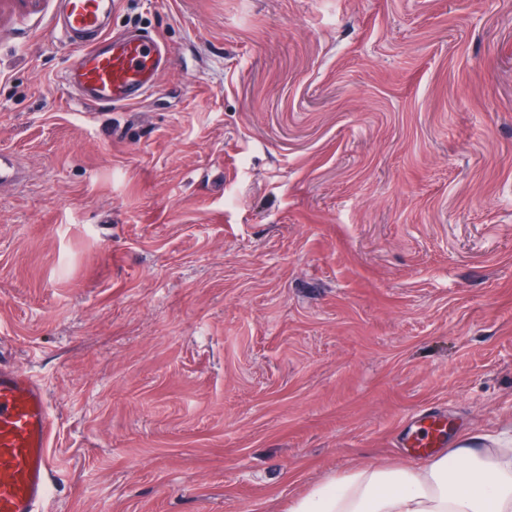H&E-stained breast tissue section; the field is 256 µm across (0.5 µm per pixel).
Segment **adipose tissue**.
<instances>
[{"label":"adipose tissue","mask_w":512,"mask_h":512,"mask_svg":"<svg viewBox=\"0 0 512 512\" xmlns=\"http://www.w3.org/2000/svg\"><path fill=\"white\" fill-rule=\"evenodd\" d=\"M289 512H512V438L467 436L420 467L360 466Z\"/></svg>","instance_id":"ef3b65f1"}]
</instances>
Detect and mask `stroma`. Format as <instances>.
<instances>
[{
  "instance_id": "35a3bbf8",
  "label": "stroma",
  "mask_w": 512,
  "mask_h": 512,
  "mask_svg": "<svg viewBox=\"0 0 512 512\" xmlns=\"http://www.w3.org/2000/svg\"><path fill=\"white\" fill-rule=\"evenodd\" d=\"M57 0H0V357L43 512H287L512 432V0H116L174 61L86 109ZM55 426L43 386L0 358V512H39L50 497ZM419 432L410 435L407 439V447L411 448L416 457L427 456L433 448H439L445 444L448 437L447 421L439 415H422Z\"/></svg>"
}]
</instances>
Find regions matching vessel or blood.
<instances>
[{"label":"vessel or blood","mask_w":512,"mask_h":512,"mask_svg":"<svg viewBox=\"0 0 512 512\" xmlns=\"http://www.w3.org/2000/svg\"><path fill=\"white\" fill-rule=\"evenodd\" d=\"M115 0H59L55 33L75 53L61 84L77 104L109 109L144 101L172 62L168 46L136 34L109 35ZM407 439L414 456L444 445L447 421L425 415ZM56 423L43 386L0 359V512H40L56 473L50 454Z\"/></svg>","instance_id":"b4317fda"}]
</instances>
